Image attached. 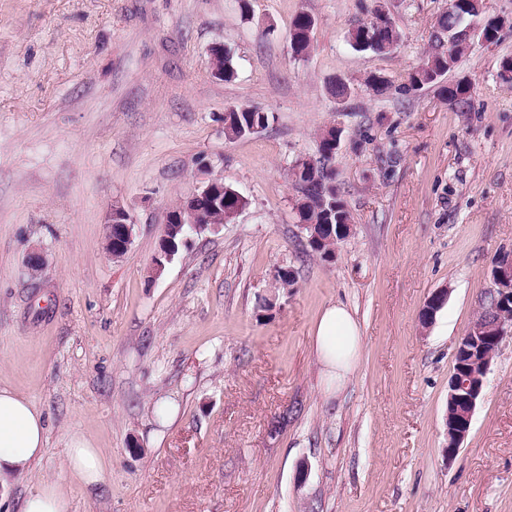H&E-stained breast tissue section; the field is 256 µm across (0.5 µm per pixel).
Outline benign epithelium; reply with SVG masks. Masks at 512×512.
Masks as SVG:
<instances>
[{
  "label": "benign epithelium",
  "instance_id": "obj_1",
  "mask_svg": "<svg viewBox=\"0 0 512 512\" xmlns=\"http://www.w3.org/2000/svg\"><path fill=\"white\" fill-rule=\"evenodd\" d=\"M456 40L467 47L475 42H485L482 25L475 22L465 26L457 35ZM200 170L207 173L201 178L197 189L187 197L188 204L177 213H167L161 235L159 249L155 256L154 274H159L165 263L171 261L177 251L174 242L183 224H190L194 231L202 234L217 228L215 224L200 222V213L195 208L197 197L208 195L216 189L218 178L210 176L211 166L204 163ZM107 236L117 234V243L124 250L130 249L133 242L134 224L130 213L123 207L112 208L107 222ZM494 287L491 293L497 303L512 309V258H500L493 271ZM448 299V290L442 289L432 294L422 309L423 324L430 323L438 310ZM507 333V327L497 320L493 323L485 321L471 326L469 332L459 341L454 357L458 358L456 368L450 378L448 390V408L455 413L448 416V455L452 456L461 447L466 438L472 415L481 395L486 372L493 360L495 350Z\"/></svg>",
  "mask_w": 512,
  "mask_h": 512
}]
</instances>
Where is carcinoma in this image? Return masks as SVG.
<instances>
[{
	"label": "carcinoma",
	"mask_w": 512,
	"mask_h": 512,
	"mask_svg": "<svg viewBox=\"0 0 512 512\" xmlns=\"http://www.w3.org/2000/svg\"><path fill=\"white\" fill-rule=\"evenodd\" d=\"M475 21L481 22V13L466 10L464 15L443 12L436 21L431 44L421 64L408 76V88L412 90L424 87L439 86L442 94L467 105L471 88L458 81L452 85L438 84V81L451 72L467 49L455 45L448 47V31L459 24ZM313 19L306 13L297 15L294 21L295 35L291 41V49L296 56H305L313 47V38L308 35L309 25ZM348 41L352 48L359 51L385 53L384 43L399 44L401 33L390 17L375 15L372 19L358 26L349 33ZM213 65L219 71L222 80L230 82L235 79L236 71L232 57L227 50H214ZM363 85L376 96L384 95L391 86L387 77L371 73L363 80ZM353 85L346 80L334 82L329 87L331 96L336 103L342 105L351 96ZM274 115L258 107L245 108L243 105L230 107L224 112V135L230 140L252 134V129H265ZM341 130L330 126L318 135L316 158L312 163L305 159H297L291 168L293 188V210L300 224H311L313 228L305 229L306 237L318 235L321 243L309 242L312 252L323 257L330 256L336 247V225L352 223V215L343 199L340 186L336 183V173L328 166L331 156L336 154V138ZM220 201L207 197L196 200V206L202 212V220L207 224H220L226 220L230 210L237 203L235 189L229 185L222 187Z\"/></svg>",
	"instance_id": "1"
}]
</instances>
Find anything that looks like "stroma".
<instances>
[{
	"mask_svg": "<svg viewBox=\"0 0 512 512\" xmlns=\"http://www.w3.org/2000/svg\"><path fill=\"white\" fill-rule=\"evenodd\" d=\"M484 3L501 28L447 75L472 85L462 109L407 87L448 0H0V385L48 429L0 512L44 480L71 512H512V330L446 451L456 346L512 255V0ZM379 5L400 45L355 51L349 31ZM302 12L314 38L298 57ZM217 46L235 81L213 76ZM372 72L391 79L385 95L363 87ZM339 78L355 86L341 105ZM239 104L274 119L226 139ZM328 125L353 226L323 259L303 251L289 168ZM204 161L247 205L152 276L167 211ZM116 205L134 222L118 261L104 249ZM336 302L363 330L337 393L312 336ZM76 436L108 456L96 488L66 471ZM314 20L306 13H300L297 15L294 21L295 35L293 41H291V49L295 56L308 55L313 47V37L308 35L309 25Z\"/></svg>",
	"mask_w": 512,
	"mask_h": 512,
	"instance_id": "35a3bbf8",
	"label": "stroma"
}]
</instances>
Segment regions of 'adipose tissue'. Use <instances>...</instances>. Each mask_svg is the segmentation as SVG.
Listing matches in <instances>:
<instances>
[{
  "label": "adipose tissue",
  "mask_w": 512,
  "mask_h": 512,
  "mask_svg": "<svg viewBox=\"0 0 512 512\" xmlns=\"http://www.w3.org/2000/svg\"><path fill=\"white\" fill-rule=\"evenodd\" d=\"M314 350L330 385L342 388L355 372L362 346V328L343 303L328 305L314 331ZM48 431L32 400L10 388L0 387V485L29 474L41 460ZM107 467L103 449L81 437L73 438L67 468L81 484L101 483Z\"/></svg>",
  "instance_id": "ef3b65f1"
}]
</instances>
